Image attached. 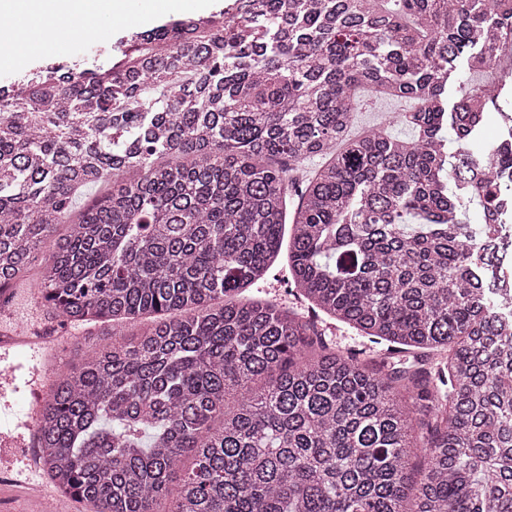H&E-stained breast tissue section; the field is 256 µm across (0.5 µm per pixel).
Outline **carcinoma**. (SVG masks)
Listing matches in <instances>:
<instances>
[{"instance_id":"obj_1","label":"carcinoma","mask_w":512,"mask_h":512,"mask_svg":"<svg viewBox=\"0 0 512 512\" xmlns=\"http://www.w3.org/2000/svg\"><path fill=\"white\" fill-rule=\"evenodd\" d=\"M139 39L160 47L0 88V296L33 278L50 314L112 322L37 414L57 491L85 512H512V315L485 290L512 180L469 181L476 116L502 106L464 78L512 40V0H262ZM360 91L410 101L417 139L351 135ZM288 223L302 313L238 298ZM338 324L363 347L337 350Z\"/></svg>"}]
</instances>
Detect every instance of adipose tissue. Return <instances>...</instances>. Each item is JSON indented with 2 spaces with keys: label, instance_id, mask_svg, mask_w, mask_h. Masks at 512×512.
Returning <instances> with one entry per match:
<instances>
[{
  "label": "adipose tissue",
  "instance_id": "adipose-tissue-1",
  "mask_svg": "<svg viewBox=\"0 0 512 512\" xmlns=\"http://www.w3.org/2000/svg\"><path fill=\"white\" fill-rule=\"evenodd\" d=\"M0 7L14 9L19 24L15 31L0 34V39L28 51L54 33L55 26L81 19L98 10V0H0Z\"/></svg>",
  "mask_w": 512,
  "mask_h": 512
}]
</instances>
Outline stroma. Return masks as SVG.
Segmentation results:
<instances>
[{
    "label": "stroma",
    "mask_w": 512,
    "mask_h": 512,
    "mask_svg": "<svg viewBox=\"0 0 512 512\" xmlns=\"http://www.w3.org/2000/svg\"><path fill=\"white\" fill-rule=\"evenodd\" d=\"M167 0H126V19L114 22L107 33H99L94 25H87L78 45L59 49L38 48L33 50L21 63L0 68V87L22 79L36 70L46 67L69 69L74 64L99 59L117 62L125 54L134 51L130 36L136 32L152 30L163 26L173 18L186 14L204 16L223 10L228 0H178V8L171 9ZM405 101L381 97H365L354 119V132H361L373 126L386 127L392 138L401 141H413L414 131L404 123L398 122L399 113L406 110ZM99 325L76 327L61 323L49 316L36 300V290L32 282L25 281L17 285L14 299L8 308L0 309V336L39 332L48 341L71 340L74 350L66 362L54 364L56 372L66 371L67 367L79 362V353L86 344L84 332H99ZM30 360L23 355L0 357V376L10 375L9 383L0 386V434L16 435L21 432L22 424L28 418L29 407L35 406L42 398L43 387H30L23 376L30 367ZM9 461L0 460V512H28L26 490L29 485L40 486L46 495L42 502V512H84L82 504L61 496L54 491L43 470L30 472L28 482H21L17 472L26 468L36 451L27 447H14L10 450Z\"/></svg>",
    "instance_id": "1"
}]
</instances>
